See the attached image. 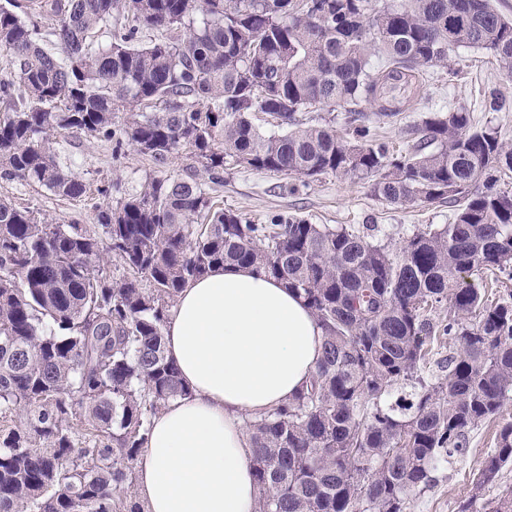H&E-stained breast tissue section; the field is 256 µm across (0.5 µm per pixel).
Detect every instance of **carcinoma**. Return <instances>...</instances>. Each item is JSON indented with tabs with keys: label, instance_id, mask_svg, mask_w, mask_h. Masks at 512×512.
I'll list each match as a JSON object with an SVG mask.
<instances>
[{
	"label": "carcinoma",
	"instance_id": "obj_1",
	"mask_svg": "<svg viewBox=\"0 0 512 512\" xmlns=\"http://www.w3.org/2000/svg\"><path fill=\"white\" fill-rule=\"evenodd\" d=\"M0 6V179L82 197L53 153L78 133L168 166L99 211L100 229L51 224L0 198V512H143L134 464L152 417L191 396L165 351L181 290L216 267L297 293L323 330L308 384L245 422L257 512H406L408 495L512 402V294L494 304L455 274L512 275V146L466 109L434 112L397 152L366 124L398 117L420 71L460 46L512 76V19L492 0H26ZM21 13H16V10ZM110 42L97 41L101 28ZM162 39L136 42L143 29ZM385 65L374 70L371 58ZM354 112L351 136L298 114ZM262 113L278 131L265 133ZM298 179H367L390 204L446 203L453 221L397 249L354 224L216 205L227 166ZM123 268L107 273L108 258ZM450 303L433 323L427 309ZM461 343L448 376L435 335ZM512 464L501 426L474 494Z\"/></svg>",
	"mask_w": 512,
	"mask_h": 512
}]
</instances>
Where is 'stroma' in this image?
I'll list each match as a JSON object with an SVG mask.
<instances>
[{"label":"stroma","instance_id":"stroma-1","mask_svg":"<svg viewBox=\"0 0 512 512\" xmlns=\"http://www.w3.org/2000/svg\"><path fill=\"white\" fill-rule=\"evenodd\" d=\"M419 79L417 92L406 103L404 112L393 123L379 128L390 145L408 149L411 129L423 117L461 107L472 112L476 123L497 127L503 140L512 144V107L500 112H487L482 107L485 93L493 88L512 100V77L506 76L486 52L456 48L447 67L428 69ZM53 150L60 163L87 183L85 196L68 200L34 186L1 181L0 195L17 206L37 209L57 224L96 225L99 210L108 205L110 198L140 191L146 178L160 172L147 156L130 149L116 158L111 143L76 133L58 136ZM107 182L112 185L108 198L98 192ZM211 195L224 208L255 224L269 223L275 215L299 216L314 224H364L376 239L395 248L415 228L447 224L454 217L453 208L447 204L394 205L374 197L368 180L333 174L303 181L249 168H229L224 172L223 182L212 186ZM509 421L512 403L506 405L502 414L470 431L464 455L436 472L434 485L413 496L408 512H457L459 502L466 499L471 500L474 512H483L487 501L512 490V466H508L480 494L472 492L473 479L494 446L497 430Z\"/></svg>","mask_w":512,"mask_h":512}]
</instances>
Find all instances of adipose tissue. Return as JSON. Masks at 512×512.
<instances>
[{"label": "adipose tissue", "mask_w": 512, "mask_h": 512, "mask_svg": "<svg viewBox=\"0 0 512 512\" xmlns=\"http://www.w3.org/2000/svg\"><path fill=\"white\" fill-rule=\"evenodd\" d=\"M165 343L191 395L156 415L137 461L146 512H255L244 417L300 392L321 356L315 318L279 281L228 266L182 289Z\"/></svg>", "instance_id": "obj_1"}]
</instances>
